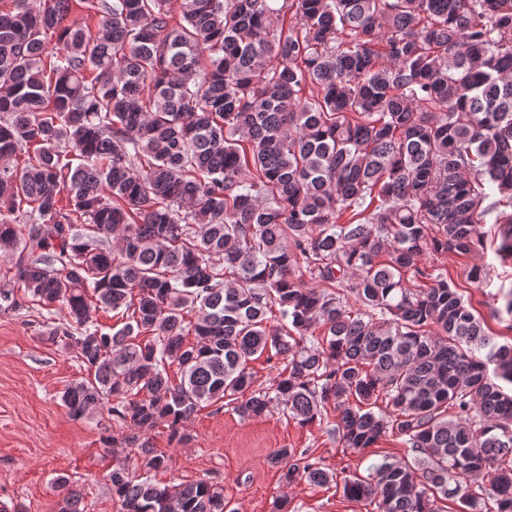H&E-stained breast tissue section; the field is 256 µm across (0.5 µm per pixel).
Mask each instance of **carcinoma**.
<instances>
[{"instance_id": "cac0c4a2", "label": "carcinoma", "mask_w": 512, "mask_h": 512, "mask_svg": "<svg viewBox=\"0 0 512 512\" xmlns=\"http://www.w3.org/2000/svg\"><path fill=\"white\" fill-rule=\"evenodd\" d=\"M75 1L96 31L65 23ZM179 14L0 0V309L66 311L46 335L88 377L64 405L122 423L112 442L143 471L112 464L121 512H237L206 480L151 478L169 457L148 433L186 441L216 402L321 418L355 452L389 434L410 449L340 478L280 448L285 485L333 482L376 512H512V343L424 262L481 248L487 222L512 259V0ZM100 306L126 322L102 332ZM264 353L285 365L257 387ZM58 487L57 512H83Z\"/></svg>"}]
</instances>
